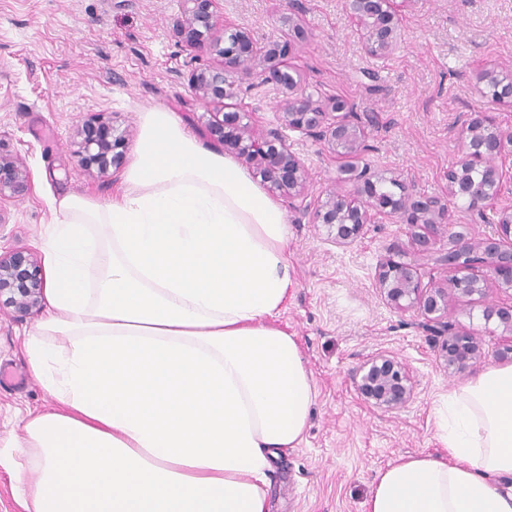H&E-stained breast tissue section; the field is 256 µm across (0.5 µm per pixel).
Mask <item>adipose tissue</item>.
<instances>
[{
  "mask_svg": "<svg viewBox=\"0 0 512 512\" xmlns=\"http://www.w3.org/2000/svg\"><path fill=\"white\" fill-rule=\"evenodd\" d=\"M138 120L112 199L51 203L47 311L24 346L60 408L14 441L38 470L16 468V494L25 512H270L272 460L301 444L316 398L275 323L288 214L176 113ZM435 414L447 455L380 470L365 512H512V365L479 371Z\"/></svg>",
  "mask_w": 512,
  "mask_h": 512,
  "instance_id": "adipose-tissue-1",
  "label": "adipose tissue"
}]
</instances>
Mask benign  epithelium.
Here are the masks:
<instances>
[{
    "mask_svg": "<svg viewBox=\"0 0 512 512\" xmlns=\"http://www.w3.org/2000/svg\"><path fill=\"white\" fill-rule=\"evenodd\" d=\"M218 0H183L181 16L173 25L178 42L196 49L209 46L218 60L196 63L192 59L189 87L195 97L223 108L225 101L256 88L242 86L236 76L256 73L261 83H275L282 93L279 101L281 125L323 143L343 161L337 180L351 189L330 188L309 204H295L308 196L309 172L304 160L290 150L277 128L262 130L249 112L215 113L204 134L243 160L267 190L288 199V206L311 223L327 229L334 243L348 245L362 234L365 225L396 217L411 228L408 247L416 254L429 251L438 232L448 227L450 202L462 201L482 214L507 190L505 163H512V130L499 126L486 112L467 115L459 137L460 157L448 169V194L429 196L400 189L399 195L383 194L381 174L364 164L373 118L359 113L339 97L315 99L306 93L300 74L285 63V46L277 40L264 43L239 30L229 35L230 46L217 38ZM411 0H344L349 20L357 26L364 47L372 55L391 53L402 40L403 8ZM475 90L491 96L497 104L512 109V72L494 63L483 65L476 74ZM79 141V166L102 179L122 165L130 130L114 126L101 115H93L75 131ZM31 188L28 168L18 156L0 153V223L5 221L3 204L26 195ZM448 275L425 286L417 264L402 262L390 253L378 263L377 286L388 304L398 310L414 309L421 325L434 336L439 357L448 374L465 372L484 358L482 339L448 320V292L474 303L489 288L512 292V208L499 210L497 231L491 237L472 239L463 233L453 246L437 258ZM481 273L470 272L473 267ZM45 276L41 262L28 250L0 253V306L13 309L17 318L37 313L44 304ZM484 324L502 328L498 360L512 362V303L486 304ZM357 390L370 405L386 410L404 406L414 395L415 380L410 369L389 353H378L356 373Z\"/></svg>",
    "mask_w": 512,
    "mask_h": 512,
    "instance_id": "obj_1",
    "label": "benign epithelium"
}]
</instances>
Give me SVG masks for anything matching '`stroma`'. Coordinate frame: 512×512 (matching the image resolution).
<instances>
[{"instance_id": "1", "label": "stroma", "mask_w": 512, "mask_h": 512, "mask_svg": "<svg viewBox=\"0 0 512 512\" xmlns=\"http://www.w3.org/2000/svg\"><path fill=\"white\" fill-rule=\"evenodd\" d=\"M302 7L305 35L292 41L288 60L313 97L344 98L373 113L363 158L372 170L443 196L469 113H491L512 128V109L473 88L484 63L512 70V0H412L404 37L385 57L366 52L343 0H302ZM180 12L181 0H0V152L21 156L32 183L29 194L7 205L1 252L42 254L53 198L77 193L104 201L119 185L120 175L104 182L77 165L75 129L89 116L100 113L134 129L139 112L161 107L202 135L210 107L191 92L187 64L194 56L203 63L214 57L176 42ZM219 12L226 28L248 29L259 41L281 38L290 27L285 0H221ZM278 97L269 83L235 104L253 113L260 128H275ZM283 135L308 166L311 196L333 186L334 155L300 133ZM494 216L491 209L477 217L453 207L450 230L424 255L407 252L409 229L394 218L366 225L347 247L320 225L291 222L293 286L277 324L297 337L317 398L304 441L273 462L271 512H364L380 470L407 456L444 454L435 403L470 375L445 372L417 313L386 304L376 287L377 263L399 247L402 261L420 265L424 282L442 280L447 272L437 258L451 248L453 233L492 235ZM448 319L482 333V364L497 365L500 339L486 333L480 308L468 313L449 299ZM35 322L0 309V512H23L8 441L22 436L28 416L58 407L30 372L24 341ZM379 352L395 354L414 375V396L400 409L369 406L356 390V369Z\"/></svg>"}]
</instances>
